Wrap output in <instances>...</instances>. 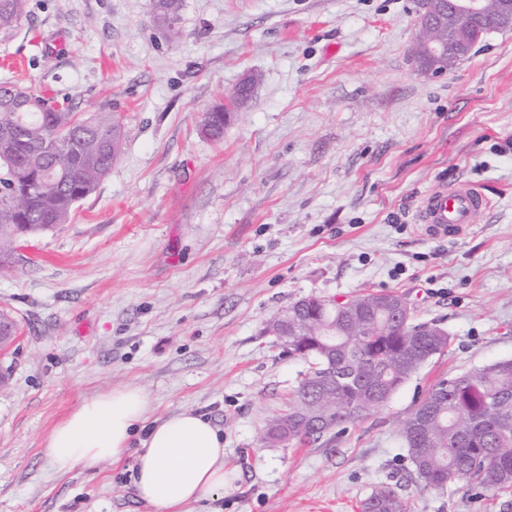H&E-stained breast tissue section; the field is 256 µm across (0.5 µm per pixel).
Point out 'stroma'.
Here are the masks:
<instances>
[{
  "label": "stroma",
  "instance_id": "obj_1",
  "mask_svg": "<svg viewBox=\"0 0 512 512\" xmlns=\"http://www.w3.org/2000/svg\"><path fill=\"white\" fill-rule=\"evenodd\" d=\"M26 0L0 84L122 121V153L69 223L24 238L0 277L17 338L0 387V512H154L135 452L57 472L49 432L135 385L149 420L186 408L224 433V491L189 512H361L378 484L411 512H512V493L419 486L398 423L439 380L512 358V29L446 73L417 69L415 0ZM260 74L221 141L204 113ZM489 198L460 238L422 196ZM396 292L450 337L378 411L326 445L258 446L306 371L268 322L293 302ZM181 5L182 0H156L154 12L155 25L160 30L173 34Z\"/></svg>",
  "mask_w": 512,
  "mask_h": 512
}]
</instances>
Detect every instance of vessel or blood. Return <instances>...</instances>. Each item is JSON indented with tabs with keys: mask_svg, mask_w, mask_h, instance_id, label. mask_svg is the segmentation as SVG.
<instances>
[{
	"mask_svg": "<svg viewBox=\"0 0 512 512\" xmlns=\"http://www.w3.org/2000/svg\"><path fill=\"white\" fill-rule=\"evenodd\" d=\"M485 204L483 194L476 187L466 182L454 183L423 196L418 221L426 233L454 239L476 222Z\"/></svg>",
	"mask_w": 512,
	"mask_h": 512,
	"instance_id": "1",
	"label": "vessel or blood"
}]
</instances>
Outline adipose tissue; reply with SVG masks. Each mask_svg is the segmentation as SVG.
<instances>
[{
    "label": "adipose tissue",
    "instance_id": "1",
    "mask_svg": "<svg viewBox=\"0 0 512 512\" xmlns=\"http://www.w3.org/2000/svg\"><path fill=\"white\" fill-rule=\"evenodd\" d=\"M150 401L127 386L85 400L45 442L54 468L68 472L122 460L140 437L134 487L155 512H187L224 489V435L203 414L183 409L148 422Z\"/></svg>",
    "mask_w": 512,
    "mask_h": 512
}]
</instances>
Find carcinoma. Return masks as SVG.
<instances>
[{
	"label": "carcinoma",
	"instance_id": "obj_1",
	"mask_svg": "<svg viewBox=\"0 0 512 512\" xmlns=\"http://www.w3.org/2000/svg\"><path fill=\"white\" fill-rule=\"evenodd\" d=\"M181 5L155 0V25L174 33ZM24 14L25 0H0V32L18 27ZM20 96L28 102L23 117L15 109ZM231 118L222 103L204 116L220 134ZM124 140L125 128L112 112L82 117L21 88L0 92V276L14 269L20 236L67 223L74 206L110 172ZM384 296L360 293L325 304L310 299L305 331L312 344L301 355L288 348L308 369L260 441L275 443L276 425L288 426L291 444L337 436L448 349L447 333L413 314L398 318L378 306ZM420 418L426 426L418 430ZM399 434L422 486L443 490L469 479L488 491H512V358L440 380L400 423ZM361 512H410V506L381 485L364 499Z\"/></svg>",
	"mask_w": 512,
	"mask_h": 512
}]
</instances>
